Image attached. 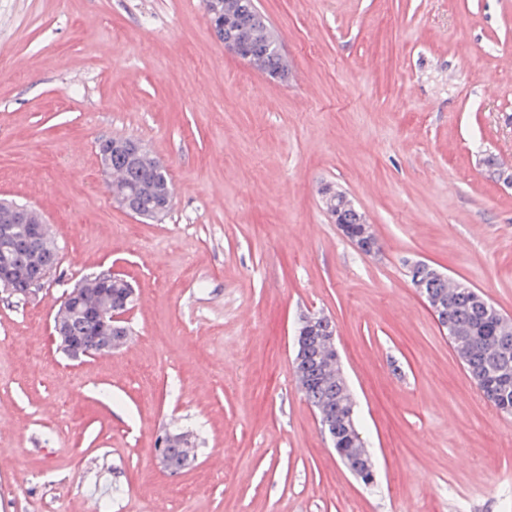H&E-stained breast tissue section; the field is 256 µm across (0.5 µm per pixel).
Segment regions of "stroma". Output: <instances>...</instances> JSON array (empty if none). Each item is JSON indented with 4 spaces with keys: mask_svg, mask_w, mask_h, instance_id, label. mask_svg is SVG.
Returning <instances> with one entry per match:
<instances>
[{
    "mask_svg": "<svg viewBox=\"0 0 512 512\" xmlns=\"http://www.w3.org/2000/svg\"><path fill=\"white\" fill-rule=\"evenodd\" d=\"M258 7L286 79L228 53L203 0H0V199L60 256L36 296H0V512H512V418L408 277L427 262L512 317V186L481 163L512 170V0ZM103 137L163 162V221L115 202ZM103 268L134 289L129 341L69 359L53 315ZM307 313L336 325L372 485L296 380ZM168 431L197 443L175 475ZM333 191L334 193L332 195L322 200L323 207L329 214L332 213L336 215V225L343 236L352 238V242L361 252L367 253L372 251L376 241L364 239L362 236L358 240H355L352 235L351 227L348 225L347 221L339 216L340 214L347 216L353 210L354 205L350 198L342 190L333 188Z\"/></svg>",
    "mask_w": 512,
    "mask_h": 512,
    "instance_id": "stroma-1",
    "label": "stroma"
}]
</instances>
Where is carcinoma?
Instances as JSON below:
<instances>
[{"label": "carcinoma", "instance_id": "cac0c4a2", "mask_svg": "<svg viewBox=\"0 0 512 512\" xmlns=\"http://www.w3.org/2000/svg\"><path fill=\"white\" fill-rule=\"evenodd\" d=\"M204 6L212 26L230 22L233 35L239 38L248 62L269 76L282 68L283 59L273 46L274 35L270 24L256 4V0H220L213 10L210 0ZM103 167L110 170V190L115 201L125 197L137 200L143 219L153 221L162 196L173 191L164 165L145 151L134 158L114 154L100 146ZM325 210L332 214L349 215L353 204L339 189L322 200ZM18 254L37 252L48 263H59L54 242L17 236L9 242L0 240V253ZM411 285L430 296V304L446 314L448 325L443 327L450 343L456 349L463 366L484 397L502 414L512 416V349L502 348V341L512 340V319L479 291L456 282L426 263L412 273ZM326 341L319 336H306L302 365L296 368L302 392L315 409L321 422H336L340 416L353 420L355 427L345 432L344 445L349 448L339 455L342 462L357 468L359 479L367 482L372 470L362 456L363 445L358 439L357 412L351 411L345 393L339 389L340 377L329 369L325 361Z\"/></svg>", "mask_w": 512, "mask_h": 512}]
</instances>
